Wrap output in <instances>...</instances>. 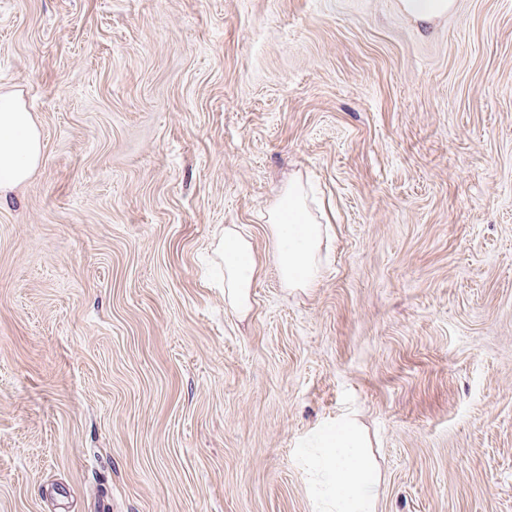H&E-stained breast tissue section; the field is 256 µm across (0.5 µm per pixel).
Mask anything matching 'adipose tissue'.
I'll return each instance as SVG.
<instances>
[{"label":"adipose tissue","instance_id":"ef3b65f1","mask_svg":"<svg viewBox=\"0 0 512 512\" xmlns=\"http://www.w3.org/2000/svg\"><path fill=\"white\" fill-rule=\"evenodd\" d=\"M39 132L20 100L0 95V192L22 186L42 158ZM272 256L286 288L317 285L324 267L320 254L329 238L307 204L299 179L289 180L279 202L267 215ZM224 263V303L245 314L251 309V288L258 260L250 240L237 225L225 226L214 247ZM310 462L313 487L322 501L321 512H375L378 476L354 421L343 418L320 427L314 434Z\"/></svg>","mask_w":512,"mask_h":512}]
</instances>
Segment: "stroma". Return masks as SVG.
<instances>
[{
  "label": "stroma",
  "mask_w": 512,
  "mask_h": 512,
  "mask_svg": "<svg viewBox=\"0 0 512 512\" xmlns=\"http://www.w3.org/2000/svg\"><path fill=\"white\" fill-rule=\"evenodd\" d=\"M9 93L42 160L0 196V512H317L344 416L376 512H512V0H0ZM293 176L331 218L305 290ZM455 0H400L401 9L424 26L448 15ZM266 220L272 256L283 286L315 287L324 272L320 254L329 239V227L310 211L304 185L298 178L288 181ZM215 254L224 261V304L246 314L251 310V288L258 274V260L250 240L237 225L225 226Z\"/></svg>",
  "instance_id": "stroma-1"
}]
</instances>
